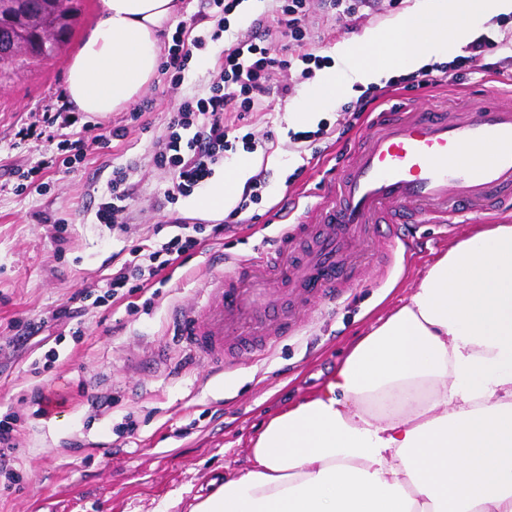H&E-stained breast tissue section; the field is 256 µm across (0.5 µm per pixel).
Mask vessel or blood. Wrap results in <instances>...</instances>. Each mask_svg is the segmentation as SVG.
<instances>
[{
  "label": "vessel or blood",
  "instance_id": "vessel-or-blood-1",
  "mask_svg": "<svg viewBox=\"0 0 512 512\" xmlns=\"http://www.w3.org/2000/svg\"><path fill=\"white\" fill-rule=\"evenodd\" d=\"M372 124L356 161L313 207L314 223L285 225L272 248L240 259L211 282L200 306L180 314L195 358L220 368L229 350L263 352L292 330L275 304L256 305L247 279L294 282L302 302L309 299L306 282L318 279L320 301L332 303L346 286L336 273L359 236L381 239L389 264L409 226L512 214V108L490 102L472 112H380Z\"/></svg>",
  "mask_w": 512,
  "mask_h": 512
}]
</instances>
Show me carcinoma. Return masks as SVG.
<instances>
[{
	"label": "carcinoma",
	"instance_id": "obj_1",
	"mask_svg": "<svg viewBox=\"0 0 512 512\" xmlns=\"http://www.w3.org/2000/svg\"><path fill=\"white\" fill-rule=\"evenodd\" d=\"M0 70L11 66L21 53L16 39L19 31H38L59 48L62 34L70 28L73 18L72 0H52L42 7L31 0H18L16 6L0 11Z\"/></svg>",
	"mask_w": 512,
	"mask_h": 512
}]
</instances>
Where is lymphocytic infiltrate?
<instances>
[{
  "label": "lymphocytic infiltrate",
  "instance_id": "obj_1",
  "mask_svg": "<svg viewBox=\"0 0 512 512\" xmlns=\"http://www.w3.org/2000/svg\"><path fill=\"white\" fill-rule=\"evenodd\" d=\"M310 0H284L277 31H270L262 19H254L251 30L225 45L219 58V73L207 98L184 101L169 122V133L159 143L154 164L172 171L177 181L167 193L168 200L193 191L211 175L213 165L231 151L233 131L225 117L230 112L252 111L260 97L269 94L272 80L284 60L278 59L276 42L287 41L293 58L303 64L314 61L308 52L302 22ZM176 232L159 248L137 244L129 257L106 282V297H132L152 288L156 277L177 261L186 260L199 243L202 225L187 227L182 218L172 221Z\"/></svg>",
  "mask_w": 512,
  "mask_h": 512
}]
</instances>
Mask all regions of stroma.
Segmentation results:
<instances>
[{
    "mask_svg": "<svg viewBox=\"0 0 512 512\" xmlns=\"http://www.w3.org/2000/svg\"><path fill=\"white\" fill-rule=\"evenodd\" d=\"M417 2L395 0L383 13L348 26L323 0H313L308 50L322 57V68L307 79L291 68L288 97L273 92L244 120L227 117L250 146L226 152L224 166L248 157L266 173L261 200L233 217L199 209V188L167 204L175 176L158 169L153 156L179 105L208 97L225 43L246 34L260 16L276 27L277 0H249L237 8L217 42L211 35L223 18L219 8L182 0L171 29L203 40L182 82L172 85L169 74L159 73L123 111L105 117L80 112L68 128L48 124L46 116L67 101L69 59L101 0H74L73 24L59 50L39 60L20 56L16 67L0 74V417L20 415L13 453L20 481L8 489L0 485V512H191L224 480L250 468V449L267 421L319 392L355 338L402 304L435 260L469 232L466 224L452 231L415 225L387 272L377 244L358 242L348 287L336 303L297 308V332L219 370L194 361L175 320L176 312L206 296L213 278L269 246L292 207L327 196L369 132L366 116L351 108L360 91L337 94L311 124L289 121L288 112L334 69L337 44L387 27ZM480 32L495 43L485 54L486 69L465 67L445 82L390 89L378 111L474 106L490 92L512 91V67H492L512 55V13L491 18ZM297 132L309 133V140L294 141ZM105 133L109 141L100 142ZM79 136L88 143L85 159L43 167L60 142ZM17 167L36 172L26 189L18 187ZM121 167L130 173L134 194L119 231L100 223L96 212L110 196L113 169ZM177 217L225 222L230 229L220 241L200 234L192 257L169 267L170 279L152 308L133 311L127 299L104 298L128 246L158 244L155 226ZM57 221L65 226L60 237L53 229ZM85 290L95 297L82 302L83 334L76 337L71 322L54 313ZM30 319L44 320V330L26 346L12 347V323ZM39 388L65 396L58 413L39 411L32 401ZM91 395L102 398V407L88 403ZM130 419L136 423L131 434L123 430Z\"/></svg>",
    "mask_w": 512,
    "mask_h": 512,
    "instance_id": "obj_1",
    "label": "stroma"
}]
</instances>
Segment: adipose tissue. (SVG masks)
I'll use <instances>...</instances> for the list:
<instances>
[{"label": "adipose tissue", "instance_id": "obj_1", "mask_svg": "<svg viewBox=\"0 0 512 512\" xmlns=\"http://www.w3.org/2000/svg\"><path fill=\"white\" fill-rule=\"evenodd\" d=\"M180 0H101L72 57L79 112L127 107L157 75L159 34ZM512 0H419L381 30L336 47L341 69L312 91V120L337 90L450 57ZM420 46L401 51L405 36ZM252 173L239 161L198 202L220 212ZM252 465L192 512H512V224L451 245L409 299L351 348L323 389L273 417Z\"/></svg>", "mask_w": 512, "mask_h": 512}]
</instances>
